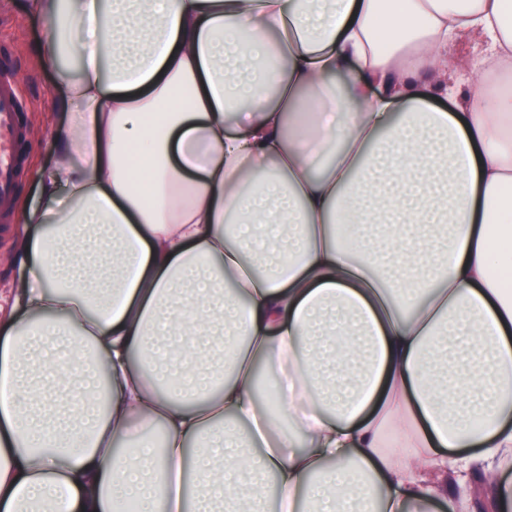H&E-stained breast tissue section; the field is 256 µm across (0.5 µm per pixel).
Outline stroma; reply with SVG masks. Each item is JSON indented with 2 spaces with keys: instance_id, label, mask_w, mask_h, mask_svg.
Returning <instances> with one entry per match:
<instances>
[{
  "instance_id": "35a3bbf8",
  "label": "stroma",
  "mask_w": 512,
  "mask_h": 512,
  "mask_svg": "<svg viewBox=\"0 0 512 512\" xmlns=\"http://www.w3.org/2000/svg\"><path fill=\"white\" fill-rule=\"evenodd\" d=\"M42 35V26L12 7L10 0H0V72L11 74L23 100L20 120L28 137L19 147L20 174L7 209H16L18 202H37L34 183L36 167L53 158L51 127L63 115L53 109L54 77L44 70L34 49Z\"/></svg>"
}]
</instances>
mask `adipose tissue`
Segmentation results:
<instances>
[{
  "instance_id": "1",
  "label": "adipose tissue",
  "mask_w": 512,
  "mask_h": 512,
  "mask_svg": "<svg viewBox=\"0 0 512 512\" xmlns=\"http://www.w3.org/2000/svg\"><path fill=\"white\" fill-rule=\"evenodd\" d=\"M18 7L65 119L0 313V512H266L271 479L456 512L471 472L512 512V0Z\"/></svg>"
}]
</instances>
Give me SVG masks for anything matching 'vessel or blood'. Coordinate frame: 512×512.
<instances>
[{
	"mask_svg": "<svg viewBox=\"0 0 512 512\" xmlns=\"http://www.w3.org/2000/svg\"><path fill=\"white\" fill-rule=\"evenodd\" d=\"M21 101L8 76H0V197L11 196L19 158L14 151L25 136L20 122Z\"/></svg>",
	"mask_w": 512,
	"mask_h": 512,
	"instance_id": "obj_1",
	"label": "vessel or blood"
}]
</instances>
